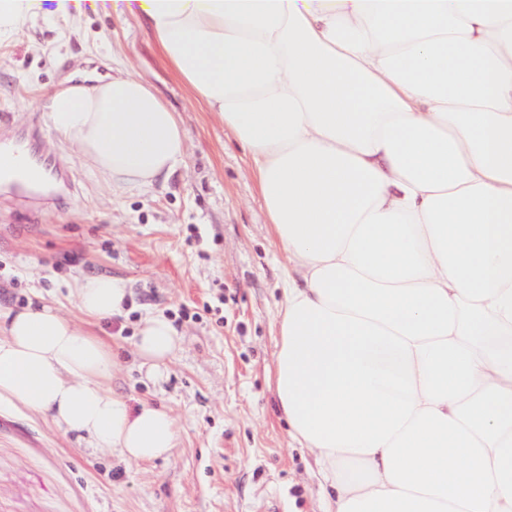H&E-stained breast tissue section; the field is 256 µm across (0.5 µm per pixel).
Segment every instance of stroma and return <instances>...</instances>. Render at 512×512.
Listing matches in <instances>:
<instances>
[{
    "mask_svg": "<svg viewBox=\"0 0 512 512\" xmlns=\"http://www.w3.org/2000/svg\"><path fill=\"white\" fill-rule=\"evenodd\" d=\"M105 44L181 118L185 162L147 190L109 192L45 123V88L76 68L68 54L89 60ZM0 117L35 127L36 150L64 167L49 203L0 191V309L54 301L72 317L71 275L120 279L125 310L92 327L117 352L112 388L166 408L180 428L168 458L135 465L1 404L0 512H320L314 456L290 436L273 387L287 257L250 157L166 65L147 22L91 13L26 24L0 45ZM183 305L198 317L177 323L165 377L147 378L135 329Z\"/></svg>",
    "mask_w": 512,
    "mask_h": 512,
    "instance_id": "1",
    "label": "stroma"
}]
</instances>
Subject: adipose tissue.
I'll use <instances>...</instances> for the list:
<instances>
[{
  "label": "adipose tissue",
  "instance_id": "adipose-tissue-1",
  "mask_svg": "<svg viewBox=\"0 0 512 512\" xmlns=\"http://www.w3.org/2000/svg\"><path fill=\"white\" fill-rule=\"evenodd\" d=\"M138 14L248 152L282 283L274 392L313 449L323 512H512V0H0V41L37 19ZM48 127L107 188L183 163L147 82L66 76ZM79 328L50 303L0 313V403L92 448L167 457L176 421L111 387L122 281L81 275ZM180 343L140 321L163 378Z\"/></svg>",
  "mask_w": 512,
  "mask_h": 512
}]
</instances>
